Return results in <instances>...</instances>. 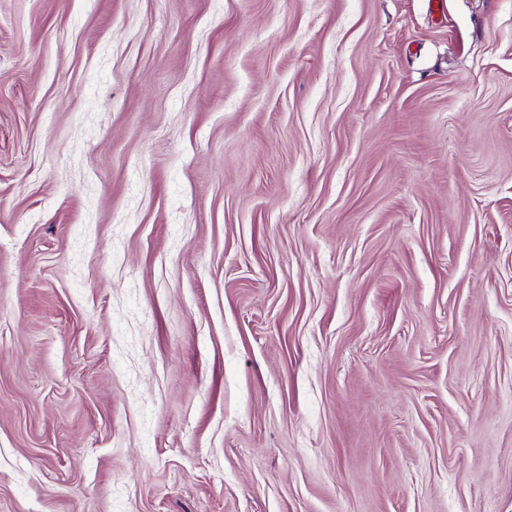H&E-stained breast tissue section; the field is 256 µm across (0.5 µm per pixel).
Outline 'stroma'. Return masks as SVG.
<instances>
[{"label": "stroma", "mask_w": 512, "mask_h": 512, "mask_svg": "<svg viewBox=\"0 0 512 512\" xmlns=\"http://www.w3.org/2000/svg\"><path fill=\"white\" fill-rule=\"evenodd\" d=\"M0 512H512V0H0Z\"/></svg>", "instance_id": "35a3bbf8"}]
</instances>
